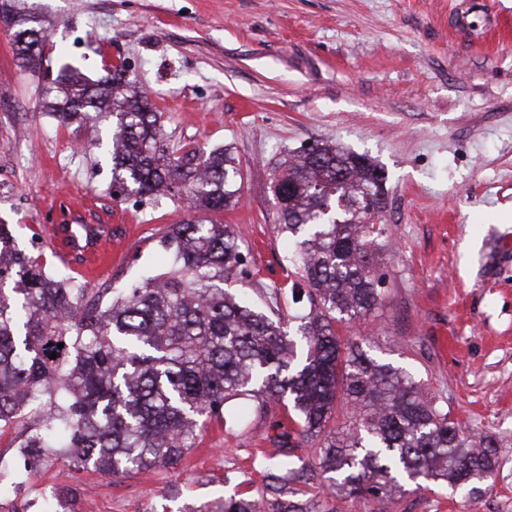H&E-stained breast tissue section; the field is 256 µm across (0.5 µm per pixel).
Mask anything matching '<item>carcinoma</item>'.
<instances>
[{
    "instance_id": "cac0c4a2",
    "label": "carcinoma",
    "mask_w": 512,
    "mask_h": 512,
    "mask_svg": "<svg viewBox=\"0 0 512 512\" xmlns=\"http://www.w3.org/2000/svg\"><path fill=\"white\" fill-rule=\"evenodd\" d=\"M13 2L0 8L11 16L21 67L35 75L43 16ZM127 84L122 65L94 84L68 66L43 85L40 108L66 127L99 112L115 117L112 182L141 204L186 198L197 217L170 225L160 240L166 271L97 289L47 272L15 247L12 225L0 224V433L27 417L24 454L119 476L178 465L197 432L243 399L256 419L280 404L289 421H273L281 429L275 453L259 452L267 497L235 493L194 512H300L294 484L315 477L377 502L401 478L478 490L496 466L493 440L484 435L475 446L448 406L374 355L370 339L340 340V327L383 300L387 229L363 206L379 167L329 144L279 161L272 192L304 284L292 289L293 301L310 305L287 332L274 307L252 309L224 287L245 255L228 226L201 217L237 203L240 163L228 148L173 156L160 113L142 94L124 92ZM339 407L349 424L331 429ZM303 441L316 447L311 462L295 453Z\"/></svg>"
}]
</instances>
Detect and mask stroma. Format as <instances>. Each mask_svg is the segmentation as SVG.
I'll return each instance as SVG.
<instances>
[{"instance_id":"stroma-1","label":"stroma","mask_w":512,"mask_h":512,"mask_svg":"<svg viewBox=\"0 0 512 512\" xmlns=\"http://www.w3.org/2000/svg\"><path fill=\"white\" fill-rule=\"evenodd\" d=\"M50 34L43 68L91 79L128 76L161 115L170 152L231 146L241 200L213 213L247 258L227 285L279 315L298 314L271 185L283 155L320 140L384 168L389 248L383 303L343 338L371 336L375 354L406 367L466 432L492 436L497 464L478 495L428 484L386 505L297 485L304 512H512V0H38ZM0 28V222L54 274L113 288L161 272L181 203L118 201L105 146L112 119L60 125L38 106ZM24 131L25 143L16 140ZM108 224L124 245L87 275L62 265L50 223ZM199 433L178 466L113 478L41 465L20 476L22 424L0 433V512H48L57 487L76 512H185L234 491L264 494L258 448L268 421L243 401Z\"/></svg>"}]
</instances>
